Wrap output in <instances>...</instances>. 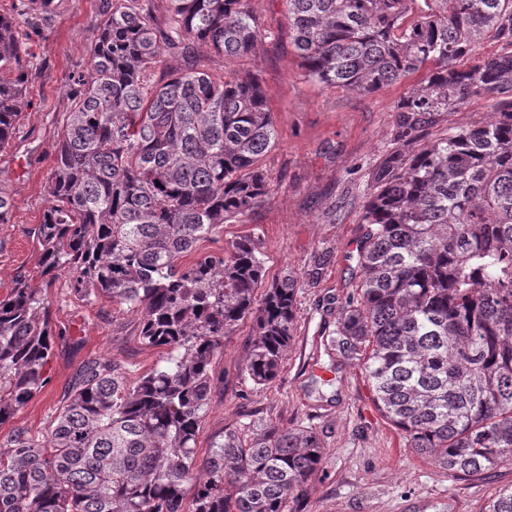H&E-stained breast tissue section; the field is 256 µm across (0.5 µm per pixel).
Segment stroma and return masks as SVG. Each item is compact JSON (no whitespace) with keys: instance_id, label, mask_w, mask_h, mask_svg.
Listing matches in <instances>:
<instances>
[{"instance_id":"1","label":"stroma","mask_w":512,"mask_h":512,"mask_svg":"<svg viewBox=\"0 0 512 512\" xmlns=\"http://www.w3.org/2000/svg\"><path fill=\"white\" fill-rule=\"evenodd\" d=\"M106 2L53 0L43 16V37L32 45L29 103L12 146L0 152V196L12 202L8 222L0 223V296L39 260L33 231L48 206L58 122L86 71L85 48ZM251 9L271 38L254 54L224 60L204 53L199 62L215 74L259 75L277 134L276 148L263 160L269 193L243 223L223 225L199 249L219 255L238 237L251 236L264 261L265 283L296 277V318L283 366L265 385L242 373L251 320L225 337L211 363L213 387L198 454L206 456L225 429L250 420L304 427L316 433L324 457L298 512H482L512 485V463L466 480L436 467L407 448L402 431L377 409L363 354L326 346L359 280L356 250L366 232L361 191L391 139L395 102L422 76L412 74L372 94L314 83L288 40L281 0H251ZM33 285L46 298L59 335L45 388L0 425L1 447L19 428L44 439L85 361L111 359L132 382L167 355L140 342V315L132 308L105 297L81 299L64 274Z\"/></svg>"}]
</instances>
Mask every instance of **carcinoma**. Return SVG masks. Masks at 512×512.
<instances>
[{
  "instance_id": "cac0c4a2",
  "label": "carcinoma",
  "mask_w": 512,
  "mask_h": 512,
  "mask_svg": "<svg viewBox=\"0 0 512 512\" xmlns=\"http://www.w3.org/2000/svg\"><path fill=\"white\" fill-rule=\"evenodd\" d=\"M110 0L59 121L49 206L34 234L41 275L140 312L164 365L133 383L95 358L77 370L47 445L22 429L0 452V512H291L323 460L312 431L242 423L198 458L210 365L253 321L244 375L275 379L292 339L297 281L265 289L253 240L196 244L249 215L276 144L255 76L196 64L253 53L267 31L250 0ZM306 75L373 93L420 70L393 107L392 143L362 191L360 281L331 345L366 350L365 375L407 447L461 478L512 461V0H282ZM0 14V151L27 103L40 12ZM487 40L498 54L461 62ZM186 60L170 70L165 57ZM481 99L485 122L437 128ZM54 330L26 275L0 299V425L47 382ZM482 512H512V486Z\"/></svg>"
}]
</instances>
